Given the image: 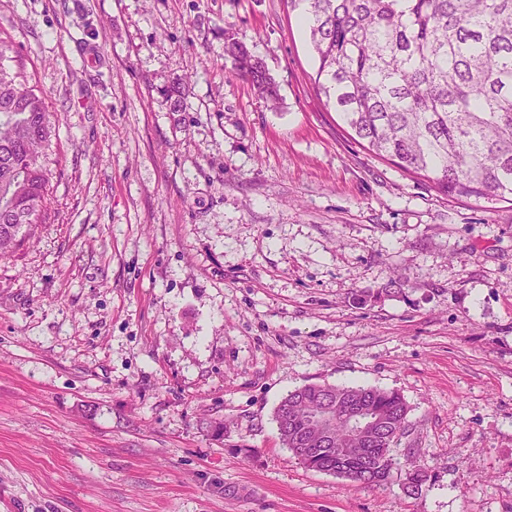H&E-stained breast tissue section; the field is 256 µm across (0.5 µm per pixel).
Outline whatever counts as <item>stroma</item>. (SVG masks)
<instances>
[{"label": "stroma", "instance_id": "obj_1", "mask_svg": "<svg viewBox=\"0 0 512 512\" xmlns=\"http://www.w3.org/2000/svg\"><path fill=\"white\" fill-rule=\"evenodd\" d=\"M297 14L0 0V66L57 131L51 219L0 258V512H512V202L365 148ZM324 382L404 397L418 493L283 445L278 403ZM224 56L230 61L235 75L248 81L262 98L276 103L278 91L275 81L266 69L264 62L253 55L245 43L234 38H226Z\"/></svg>", "mask_w": 512, "mask_h": 512}]
</instances>
